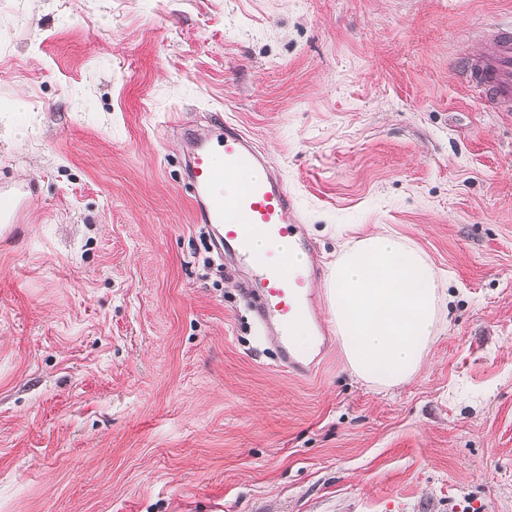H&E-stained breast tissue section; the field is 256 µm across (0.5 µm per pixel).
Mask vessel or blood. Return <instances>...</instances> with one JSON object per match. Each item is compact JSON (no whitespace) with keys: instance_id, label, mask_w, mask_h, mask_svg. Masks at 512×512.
I'll use <instances>...</instances> for the list:
<instances>
[{"instance_id":"1","label":"vessel or blood","mask_w":512,"mask_h":512,"mask_svg":"<svg viewBox=\"0 0 512 512\" xmlns=\"http://www.w3.org/2000/svg\"><path fill=\"white\" fill-rule=\"evenodd\" d=\"M461 79L489 106L512 110V27L499 28L487 53L462 65ZM206 124L205 133L187 141L194 220L214 226L218 249L249 268L253 313L276 346L281 368L293 375L312 374L316 359L292 337L304 322L313 335L327 333L314 311L323 266L305 236L295 199L277 174L263 173L266 157L246 132L217 113L209 115ZM33 197L32 184L0 186V224L21 223ZM257 234L271 241L290 238L305 262L292 268L287 256L257 252L252 246Z\"/></svg>"}]
</instances>
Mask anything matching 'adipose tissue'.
<instances>
[{
	"label": "adipose tissue",
	"instance_id": "1",
	"mask_svg": "<svg viewBox=\"0 0 512 512\" xmlns=\"http://www.w3.org/2000/svg\"><path fill=\"white\" fill-rule=\"evenodd\" d=\"M326 300L351 373L380 390L408 381L445 327L447 296L434 265L382 231L340 243Z\"/></svg>",
	"mask_w": 512,
	"mask_h": 512
}]
</instances>
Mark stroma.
I'll use <instances>...</instances> for the list:
<instances>
[{
	"mask_svg": "<svg viewBox=\"0 0 512 512\" xmlns=\"http://www.w3.org/2000/svg\"><path fill=\"white\" fill-rule=\"evenodd\" d=\"M512 0H0V512H512V112L457 68ZM212 110L266 153L324 263L430 257L446 330L408 381L338 338L279 366L195 223ZM34 197L33 185L0 186V224H20Z\"/></svg>",
	"mask_w": 512,
	"mask_h": 512,
	"instance_id": "stroma-1",
	"label": "stroma"
}]
</instances>
